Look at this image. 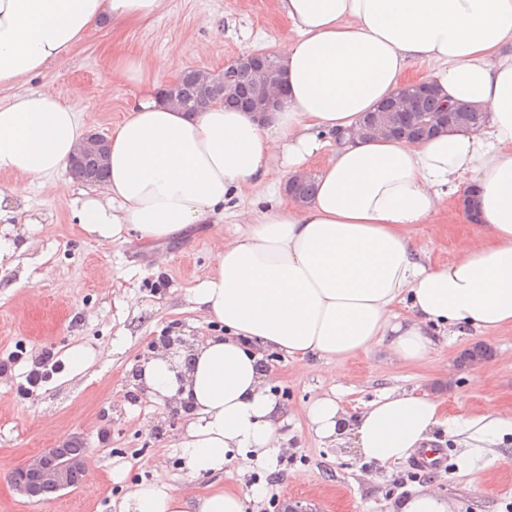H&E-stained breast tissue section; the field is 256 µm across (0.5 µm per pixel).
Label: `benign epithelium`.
<instances>
[{
    "instance_id": "obj_1",
    "label": "benign epithelium",
    "mask_w": 512,
    "mask_h": 512,
    "mask_svg": "<svg viewBox=\"0 0 512 512\" xmlns=\"http://www.w3.org/2000/svg\"><path fill=\"white\" fill-rule=\"evenodd\" d=\"M272 53L258 50L238 56L224 65L221 71H209L190 67L184 73L203 81L204 93L208 99L218 104L224 101V87L231 74L240 67L251 69L255 75L253 90L254 104L248 109L260 117L275 111L281 104V79L275 69L269 64ZM428 85L417 81L403 87L407 95L399 97V111L409 112L412 107V96L427 89ZM458 119V113L450 109L446 112H427L418 121L412 134L404 135L411 141L424 139V135L432 128L450 126ZM390 131L364 118L360 128L342 137V141L350 142L357 136H388ZM109 139L102 133L91 132L87 135L73 161L70 163V173L77 179H82L85 161L93 159L101 167L105 166ZM80 438L74 437L53 448H47L33 460L17 467L11 476L14 490L30 500L41 501L46 493H58L82 485L85 477V454H73L71 447Z\"/></svg>"
}]
</instances>
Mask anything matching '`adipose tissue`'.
I'll return each instance as SVG.
<instances>
[{
	"label": "adipose tissue",
	"instance_id": "obj_1",
	"mask_svg": "<svg viewBox=\"0 0 512 512\" xmlns=\"http://www.w3.org/2000/svg\"><path fill=\"white\" fill-rule=\"evenodd\" d=\"M166 6L0 0V171L16 176L11 199L63 174L86 137L69 105L21 89V80L67 59L103 24L119 29ZM276 9L296 36L277 50L286 93L266 121L220 104L171 105L143 51L99 76L104 85L130 82L137 94L110 136L102 189L80 200L87 234L169 239L216 223L238 189L315 173L307 202L280 196L238 209L240 233L192 288L196 309L223 335L160 346L138 366L135 383L185 416L178 446L191 479L240 459L271 466L282 452L287 415L266 350L337 372L377 344L413 362L438 338L512 327V0H276ZM418 63L445 99L484 112L480 130L335 144L336 132L393 96ZM463 177L476 234L436 264L411 231L437 223ZM443 405L437 394L393 390L354 413L320 396L303 414L322 442L351 445L367 463L406 460L441 427L488 443L512 434V418L497 407L461 421ZM260 494L253 485L187 498L160 469L134 485L120 512H245Z\"/></svg>",
	"mask_w": 512,
	"mask_h": 512
}]
</instances>
